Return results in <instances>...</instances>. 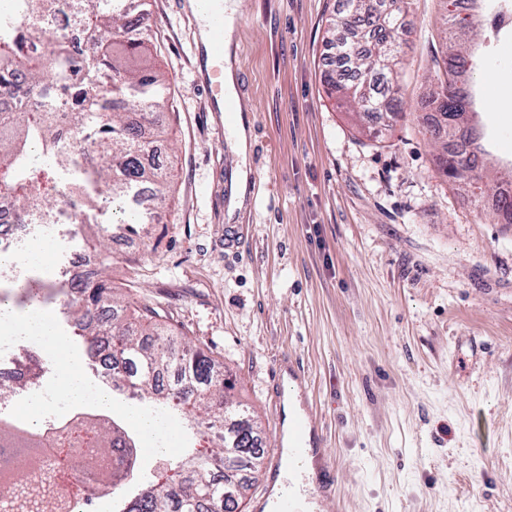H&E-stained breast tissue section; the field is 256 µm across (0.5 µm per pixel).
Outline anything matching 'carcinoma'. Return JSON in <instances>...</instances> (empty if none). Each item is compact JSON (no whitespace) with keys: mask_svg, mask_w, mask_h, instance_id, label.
<instances>
[{"mask_svg":"<svg viewBox=\"0 0 512 512\" xmlns=\"http://www.w3.org/2000/svg\"><path fill=\"white\" fill-rule=\"evenodd\" d=\"M396 10L376 16L367 0H346L348 10L369 34V44L354 54L351 41L341 36L333 43L343 50L336 68L325 75L328 95L350 104L354 111L375 125L367 126L379 138L400 114L393 73L398 64L396 46L402 27L406 0H398ZM146 0H12L11 9L0 12V100L13 103L0 111V204L10 205L22 222L55 224L62 205L40 191L35 172L43 161L54 162L57 171L69 180L70 192L84 201L88 211L101 210L100 198L112 209L129 210V230L152 224L157 210L166 202L163 188L174 174L143 163L152 150L154 138L164 134L155 127L150 132L148 117L164 101L165 80L145 40L132 22L143 15ZM446 28L472 32V24L460 16L455 0L447 3ZM52 33L51 53L55 70L47 72L40 57L30 49L37 35ZM469 38L451 43L440 87L428 94L431 113L427 124L448 129L436 158L438 168L471 191L479 201L491 205L498 221L512 224V194L498 189L487 198L483 188L471 182L476 160L464 146L461 126H448L467 112V104L448 94V83L467 73L463 51ZM138 103L139 119L117 109L122 100ZM69 130H87L95 151L82 156L66 144ZM74 308L79 335L91 346L107 334L117 341L112 347V384L130 385L141 393H151L169 409L197 428L204 426L212 447L180 458L173 471L178 481L150 482L130 497L112 500V512H126L127 504L140 500L139 512H239L248 484L224 493L228 475L256 473L264 450L256 422L233 404L226 392L234 388L216 362L182 340L153 335L159 313L148 307L133 310L112 295L105 268L83 284L80 296L68 300ZM112 309L108 331L90 318L93 307ZM173 372V382L159 388L160 375ZM85 418L57 423L46 428L64 433L60 446L69 448L85 441L80 427ZM40 432L30 431L5 417L0 411V471L9 463L3 450L22 451L36 444ZM90 443L94 452L107 457L123 449L131 463H137L138 448L125 420L109 425L93 422ZM0 512H33L28 501L19 498L13 481L0 474Z\"/></svg>","mask_w":512,"mask_h":512,"instance_id":"cac0c4a2","label":"carcinoma"}]
</instances>
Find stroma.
<instances>
[{"label":"stroma","mask_w":512,"mask_h":512,"mask_svg":"<svg viewBox=\"0 0 512 512\" xmlns=\"http://www.w3.org/2000/svg\"><path fill=\"white\" fill-rule=\"evenodd\" d=\"M236 97L249 150L219 132L196 71L197 25L185 0H151L143 26L168 85L167 132L152 163L172 169L170 205L144 233L111 216L59 223L46 266L17 260L22 282L60 285L96 268L95 242L120 240L108 274L118 296L157 308L163 330L189 338L236 379L264 449L283 447L272 395L284 372L311 410L335 482L316 512H512V224L448 180L424 101L443 71L446 0H409L400 36L403 112L384 138L328 98V27L342 0H233ZM471 72L485 190L512 171V33L483 26ZM249 169L248 231L224 248L229 174ZM39 308L104 387L100 358L60 304ZM143 451L142 476L165 481L185 448Z\"/></svg>","instance_id":"35a3bbf8"}]
</instances>
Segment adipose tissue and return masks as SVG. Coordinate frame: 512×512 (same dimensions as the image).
I'll use <instances>...</instances> for the list:
<instances>
[{
	"mask_svg": "<svg viewBox=\"0 0 512 512\" xmlns=\"http://www.w3.org/2000/svg\"><path fill=\"white\" fill-rule=\"evenodd\" d=\"M0 334L4 336L24 335L39 339L50 350L61 353L60 393L68 401L94 405L108 410L112 407V396L108 391L90 388L84 379L81 360L66 353L64 339L52 328L46 315L40 313L18 314L11 307L0 306Z\"/></svg>",
	"mask_w": 512,
	"mask_h": 512,
	"instance_id": "1",
	"label": "adipose tissue"
}]
</instances>
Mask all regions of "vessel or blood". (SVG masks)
Wrapping results in <instances>:
<instances>
[{"label": "vessel or blood", "mask_w": 512, "mask_h": 512, "mask_svg": "<svg viewBox=\"0 0 512 512\" xmlns=\"http://www.w3.org/2000/svg\"><path fill=\"white\" fill-rule=\"evenodd\" d=\"M198 12L197 23L205 33L204 40L197 43L196 63L199 76L206 84L211 98V108L218 113L235 112V101L225 99L221 80L224 66V0H195ZM315 421L311 413L291 412L288 417V449L276 451L267 463L268 469L280 471L285 458L296 459L308 449L320 446L314 435ZM276 512H310L307 498L301 494L296 471L288 473V489L276 505Z\"/></svg>", "instance_id": "obj_1"}]
</instances>
